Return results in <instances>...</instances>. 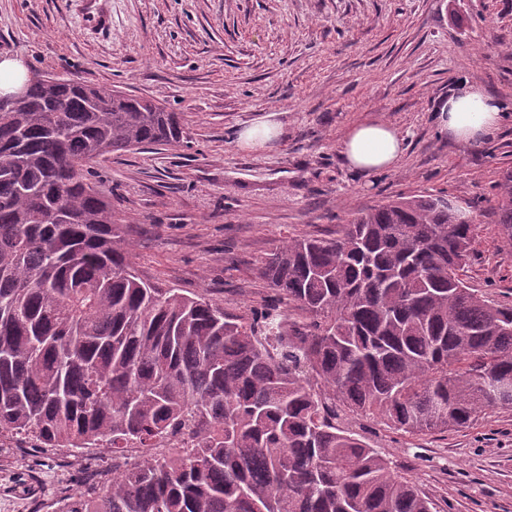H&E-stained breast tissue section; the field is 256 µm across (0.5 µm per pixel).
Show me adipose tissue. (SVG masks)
Segmentation results:
<instances>
[{
    "instance_id": "obj_1",
    "label": "adipose tissue",
    "mask_w": 512,
    "mask_h": 512,
    "mask_svg": "<svg viewBox=\"0 0 512 512\" xmlns=\"http://www.w3.org/2000/svg\"><path fill=\"white\" fill-rule=\"evenodd\" d=\"M502 118L499 102L469 83L449 97L437 116L440 127L464 145L493 136ZM404 143V137L391 125L364 123L345 134L341 154L351 169L371 174L394 166L404 153Z\"/></svg>"
}]
</instances>
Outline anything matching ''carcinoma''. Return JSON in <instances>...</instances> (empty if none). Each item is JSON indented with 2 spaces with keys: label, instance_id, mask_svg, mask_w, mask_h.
I'll return each instance as SVG.
<instances>
[{
  "label": "carcinoma",
  "instance_id": "carcinoma-1",
  "mask_svg": "<svg viewBox=\"0 0 512 512\" xmlns=\"http://www.w3.org/2000/svg\"><path fill=\"white\" fill-rule=\"evenodd\" d=\"M185 134L100 87L38 82L0 112V429L112 444L103 487L55 512H432L342 415L422 435L512 408V306L460 277L477 224L446 194L400 196L276 247L272 295L231 313L143 278L90 180ZM494 215L512 247V170ZM182 429L194 447H155Z\"/></svg>",
  "mask_w": 512,
  "mask_h": 512
}]
</instances>
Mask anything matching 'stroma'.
<instances>
[{"label":"stroma","mask_w":512,"mask_h":512,"mask_svg":"<svg viewBox=\"0 0 512 512\" xmlns=\"http://www.w3.org/2000/svg\"><path fill=\"white\" fill-rule=\"evenodd\" d=\"M112 26L84 30L80 0H0V58L45 76L151 99L181 113L187 140L93 165L141 274L206 293L232 313L270 293L261 261L291 238L329 236L382 202L424 192L477 209L463 278L512 302V248L491 209L512 169V0H106ZM501 102L496 136L456 142L436 123L464 82ZM277 124L262 146L245 128ZM389 123L405 139L392 168L363 175L340 154L351 127ZM353 432L433 502V512H512V408L472 427L410 435L353 418ZM0 448V512L51 503L111 456Z\"/></svg>","instance_id":"35a3bbf8"}]
</instances>
